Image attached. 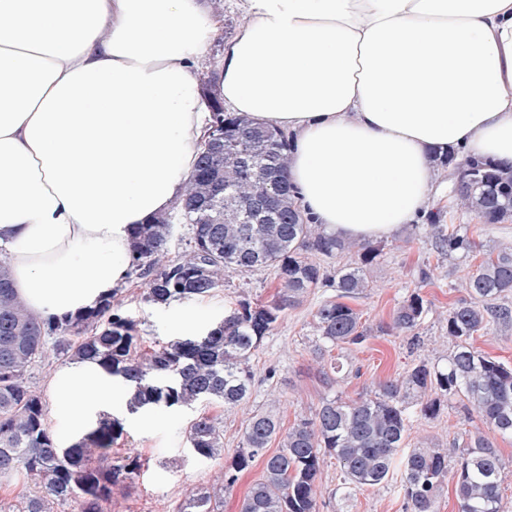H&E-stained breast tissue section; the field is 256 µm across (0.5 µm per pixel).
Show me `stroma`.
Wrapping results in <instances>:
<instances>
[{
	"mask_svg": "<svg viewBox=\"0 0 512 512\" xmlns=\"http://www.w3.org/2000/svg\"><path fill=\"white\" fill-rule=\"evenodd\" d=\"M212 8L219 24L200 63L199 74L203 77L217 69L225 44L249 22L240 0H212ZM455 221L475 241L478 251L512 244V218L492 224L461 209ZM377 246L380 254L367 268L372 286L367 295L354 302L363 323L374 328L389 322L397 304L417 289L434 303L423 323L415 331L372 338L345 352L344 361L359 367L360 375L345 378L333 389L318 371L312 345L316 336L313 314L321 303L335 299L336 290L328 285L309 289L298 304L285 310L253 356L255 382L250 397L233 412L221 415L224 450L220 456L200 458L188 446L187 430L201 411L198 408L169 409L162 424L145 427L130 425L126 411L113 410V417L125 422L126 427L122 438L101 457V465L117 464L131 455L140 458L142 467L132 483L115 490L112 512H176L178 504L205 491L212 476L223 471L254 413H273L282 426L288 427L296 416L311 414L324 397L334 392L354 398L398 377L419 361L445 364L451 350L446 329L448 308L465 295L459 283L470 270L468 262H432V282L423 286L417 278V267L427 259L430 250L415 225L403 226L398 233L378 240ZM276 283V271L271 267L231 271L226 274L223 287L209 296L159 306L145 301L144 286L131 274L118 288L114 304L134 321L136 333L148 349L158 343L176 342L171 323L178 314L195 312L208 328L220 322L236 300H269ZM480 426L478 419L469 417L463 402L455 400L432 419L413 413L406 443L411 446L425 441L435 446L465 437ZM339 478L336 465L325 468L317 495L318 512H404L399 476H392L383 488L357 490L346 502L335 494Z\"/></svg>",
	"mask_w": 512,
	"mask_h": 512,
	"instance_id": "35a3bbf8",
	"label": "stroma"
}]
</instances>
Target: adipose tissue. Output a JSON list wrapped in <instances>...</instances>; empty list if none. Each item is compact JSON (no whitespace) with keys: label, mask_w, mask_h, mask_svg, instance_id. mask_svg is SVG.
<instances>
[{"label":"adipose tissue","mask_w":512,"mask_h":512,"mask_svg":"<svg viewBox=\"0 0 512 512\" xmlns=\"http://www.w3.org/2000/svg\"><path fill=\"white\" fill-rule=\"evenodd\" d=\"M217 96L287 132L311 223L370 244L413 223L433 157L512 165V0H243ZM206 0H0V249L41 320L125 278L131 228L184 196L209 114ZM49 391L65 443L128 406L80 360Z\"/></svg>","instance_id":"adipose-tissue-1"}]
</instances>
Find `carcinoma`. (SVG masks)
Here are the masks:
<instances>
[{
    "instance_id": "carcinoma-1",
    "label": "carcinoma",
    "mask_w": 512,
    "mask_h": 512,
    "mask_svg": "<svg viewBox=\"0 0 512 512\" xmlns=\"http://www.w3.org/2000/svg\"><path fill=\"white\" fill-rule=\"evenodd\" d=\"M211 122L235 123L238 114L224 111L215 98ZM289 142L278 133L263 142L254 174L240 173L237 155L215 157L199 149L190 174L180 220L192 229V244L170 256L173 225L155 220L132 228L134 255L131 268L147 279L145 300L155 305L205 297L224 286V272L273 267L278 281L266 302L240 300L219 324L196 336L141 349L131 320L112 312L113 296L95 309L61 321H42L30 314L13 288L7 263L0 261V477L23 475L37 490L27 497L23 512H52L57 502L76 500L81 512H105L112 489L133 480L141 469L137 457L111 469L94 462L108 452L124 433L123 423L105 416L99 426L67 447L57 446L46 423L42 395L32 389L26 372L48 351L71 361L93 360L123 379L132 392L131 410L154 407L192 408L198 403L218 404L230 412L252 391L255 375L251 357L269 335L281 313L299 302L310 288L331 282L336 299L314 313L319 335L313 353L319 373L331 385L345 376L344 364L333 350L361 345L371 330L361 313L343 299H357L370 283L365 267L379 255L373 246L328 235L310 223L294 199L281 195L277 224L239 223L238 204L262 190L275 171L288 172ZM443 167H453L475 179L467 195L452 193L476 217L488 222L512 218V166H500L469 156H439ZM228 183L222 199L212 198L210 184ZM425 241L437 258L457 256L471 270L461 283L467 298L448 310V338L453 349L445 365L420 361L404 374L386 380L356 398L337 393L326 397L309 418L301 417L281 432V422L270 414L248 419L238 450L213 491L188 499L178 512H220L224 491L258 457L265 458L263 479L242 501L240 512H316V495L328 460L335 459L343 482L338 488L347 501L358 489L388 483L394 468L401 471L405 512H437V499L449 471L457 476L458 512H509L500 495L504 462L492 439L476 432L446 448L423 443L404 445L409 423L408 405L419 406L426 418L436 417L445 401L459 399L468 412L502 437H512V366L475 347L474 336L495 326L501 336L512 335V246L478 256L475 242L458 224L440 223L432 213L421 225ZM325 256L349 254L351 261L329 277L308 253ZM432 302L411 292L393 311L391 321L378 329L383 336L416 328ZM280 448L266 455L273 438ZM193 453L211 459L223 448L221 419L195 417L187 431Z\"/></svg>"
}]
</instances>
